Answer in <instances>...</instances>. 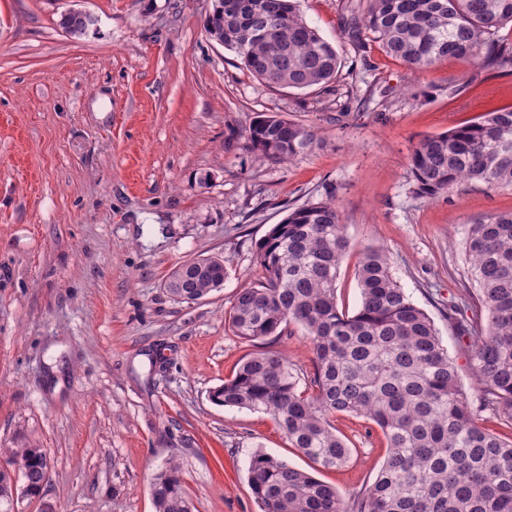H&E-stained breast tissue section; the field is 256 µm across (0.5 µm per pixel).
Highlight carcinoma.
Listing matches in <instances>:
<instances>
[{
    "label": "carcinoma",
    "instance_id": "cac0c4a2",
    "mask_svg": "<svg viewBox=\"0 0 512 512\" xmlns=\"http://www.w3.org/2000/svg\"><path fill=\"white\" fill-rule=\"evenodd\" d=\"M345 9L352 40L371 37L413 69L442 58L475 60L483 70L512 65V40L499 35L512 24V0H357ZM62 26L81 37L93 22L69 12ZM205 31L268 87L329 90L339 78V53L295 0H214ZM244 140L279 163L318 144L313 130L277 113L259 116ZM410 173L413 191L425 198L464 182L512 186V106L420 140ZM347 247L332 190L270 228L255 257L263 281L237 292L228 325L248 342L300 327L312 346V370L258 350L241 358L211 398L269 415L290 447L324 469L342 468L350 457L331 423L337 414L372 421L386 457L374 482L345 501L307 471L256 452L248 481L261 512H512V439L490 432L482 418L487 412L512 422V210L469 226L464 253L478 295L448 305L481 385L477 407L434 321L404 291L384 251L366 250L357 268V310L339 307ZM225 277L223 260L197 258L172 272L165 288L178 302L195 301L222 288ZM5 454L34 497L40 449L21 445ZM151 494L155 512H192L173 460L154 475ZM11 504V476L0 472V512H11Z\"/></svg>",
    "mask_w": 512,
    "mask_h": 512
}]
</instances>
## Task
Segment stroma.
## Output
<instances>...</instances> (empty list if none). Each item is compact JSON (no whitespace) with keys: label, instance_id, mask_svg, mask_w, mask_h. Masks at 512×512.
Listing matches in <instances>:
<instances>
[{"label":"stroma","instance_id":"stroma-1","mask_svg":"<svg viewBox=\"0 0 512 512\" xmlns=\"http://www.w3.org/2000/svg\"><path fill=\"white\" fill-rule=\"evenodd\" d=\"M346 3L299 2L342 60L326 94L257 80L207 36L212 0H0V447L50 456L42 495L20 498L18 512H154L152 479L171 459L193 512H259L247 472L258 451L345 499L373 482L386 453L375 424L334 416L351 457L328 470L269 416L209 398L255 349L226 316L262 278L260 240L329 189L348 240L339 305L357 309L355 270L367 248L384 250L477 397L446 309L474 288L470 224L512 208V187L421 198L409 157L420 139L512 104V67L444 58L409 69L374 40H348ZM70 11L91 14L93 32L68 34ZM273 112L317 134L312 153L276 163L244 149L245 131ZM212 254L223 287L174 301L172 270Z\"/></svg>","mask_w":512,"mask_h":512}]
</instances>
